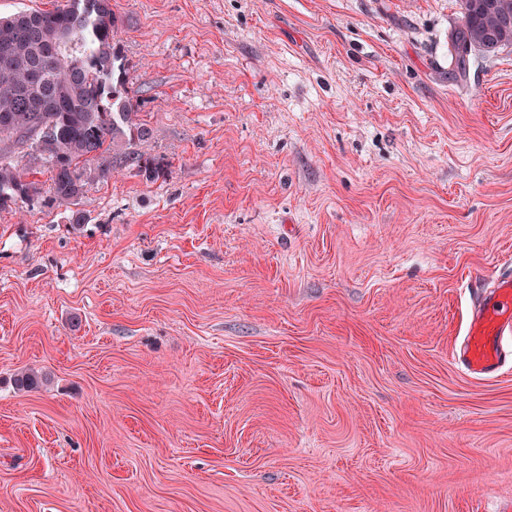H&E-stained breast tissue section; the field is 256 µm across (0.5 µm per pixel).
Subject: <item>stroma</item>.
Here are the masks:
<instances>
[{
	"mask_svg": "<svg viewBox=\"0 0 512 512\" xmlns=\"http://www.w3.org/2000/svg\"><path fill=\"white\" fill-rule=\"evenodd\" d=\"M112 11L159 170L0 211V512L512 501V374L451 356L512 261V44L456 80L459 0Z\"/></svg>",
	"mask_w": 512,
	"mask_h": 512,
	"instance_id": "obj_1",
	"label": "stroma"
}]
</instances>
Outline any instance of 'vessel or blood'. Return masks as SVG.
Here are the masks:
<instances>
[{
  "label": "vessel or blood",
  "mask_w": 512,
  "mask_h": 512,
  "mask_svg": "<svg viewBox=\"0 0 512 512\" xmlns=\"http://www.w3.org/2000/svg\"><path fill=\"white\" fill-rule=\"evenodd\" d=\"M470 295L465 330L453 347L455 364L477 380H491L512 365V347L505 342L512 336V272L493 279H470Z\"/></svg>",
  "instance_id": "obj_1"
}]
</instances>
